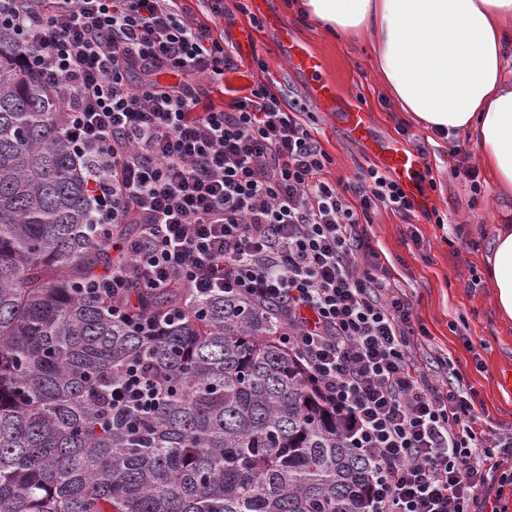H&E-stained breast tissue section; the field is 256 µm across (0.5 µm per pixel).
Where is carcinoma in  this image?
Instances as JSON below:
<instances>
[{
  "label": "carcinoma",
  "instance_id": "1",
  "mask_svg": "<svg viewBox=\"0 0 512 512\" xmlns=\"http://www.w3.org/2000/svg\"><path fill=\"white\" fill-rule=\"evenodd\" d=\"M25 53L1 24L0 512H365L371 463L268 312L134 285L125 317L90 292L120 254Z\"/></svg>",
  "mask_w": 512,
  "mask_h": 512
}]
</instances>
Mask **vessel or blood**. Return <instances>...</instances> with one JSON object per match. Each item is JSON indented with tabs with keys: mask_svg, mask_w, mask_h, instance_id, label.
<instances>
[{
	"mask_svg": "<svg viewBox=\"0 0 512 512\" xmlns=\"http://www.w3.org/2000/svg\"><path fill=\"white\" fill-rule=\"evenodd\" d=\"M283 47L291 66L308 78L310 91L323 110L340 113L351 139L364 150L381 156L385 166L408 194H418L425 169L423 156L403 146L375 139L368 113L355 107L350 100L338 96L334 86L324 79L320 57L288 36L283 39Z\"/></svg>",
	"mask_w": 512,
	"mask_h": 512,
	"instance_id": "obj_1",
	"label": "vessel or blood"
}]
</instances>
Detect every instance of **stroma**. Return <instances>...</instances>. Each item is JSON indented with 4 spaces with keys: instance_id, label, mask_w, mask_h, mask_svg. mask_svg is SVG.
Listing matches in <instances>:
<instances>
[{
    "instance_id": "1",
    "label": "stroma",
    "mask_w": 512,
    "mask_h": 512,
    "mask_svg": "<svg viewBox=\"0 0 512 512\" xmlns=\"http://www.w3.org/2000/svg\"><path fill=\"white\" fill-rule=\"evenodd\" d=\"M224 0V15L215 33L232 49L237 70L225 73L218 102L244 95L251 84L264 83L298 104L331 158L333 178L353 176L358 169L379 166L349 136L340 116L323 111L307 80L281 52L279 33L264 13L279 17L289 32L321 57L324 74L341 93L368 112L382 139L400 142L421 154L431 170L423 182V207L439 212L443 224L419 219L404 224L390 209L378 207L367 231L395 274L428 333L433 353L447 357L462 375V388L496 434L512 433V323H503L485 273V258L497 229L512 225V193L494 183L484 151L467 135H458L463 154L448 152V142L416 125L399 111L374 67L370 35L352 39L329 33L294 8L295 0ZM470 164L479 169L480 195L468 184L449 178V171Z\"/></svg>"
}]
</instances>
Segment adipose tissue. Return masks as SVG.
I'll use <instances>...</instances> for the list:
<instances>
[{
	"label": "adipose tissue",
	"mask_w": 512,
	"mask_h": 512,
	"mask_svg": "<svg viewBox=\"0 0 512 512\" xmlns=\"http://www.w3.org/2000/svg\"><path fill=\"white\" fill-rule=\"evenodd\" d=\"M328 31L371 33L375 67L425 129L464 132L482 147L496 184L512 192V0H299ZM486 275L512 322V228L499 229Z\"/></svg>",
	"instance_id": "obj_1"
}]
</instances>
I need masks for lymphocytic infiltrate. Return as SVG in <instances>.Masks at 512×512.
<instances>
[{
  "label": "lymphocytic infiltrate",
  "instance_id": "obj_1",
  "mask_svg": "<svg viewBox=\"0 0 512 512\" xmlns=\"http://www.w3.org/2000/svg\"><path fill=\"white\" fill-rule=\"evenodd\" d=\"M5 22L61 102L96 240L122 254L93 282L98 297L120 311L136 281L244 298L279 323L370 460L367 512L479 506L512 442L416 341L414 305L365 228L380 206L411 223L416 200L375 167L330 180L329 155L278 90L215 103L235 58L178 0H11ZM123 224L140 230L117 238Z\"/></svg>",
  "mask_w": 512,
  "mask_h": 512
}]
</instances>
